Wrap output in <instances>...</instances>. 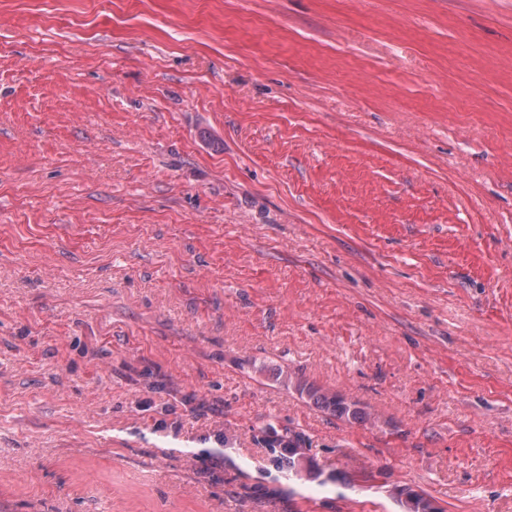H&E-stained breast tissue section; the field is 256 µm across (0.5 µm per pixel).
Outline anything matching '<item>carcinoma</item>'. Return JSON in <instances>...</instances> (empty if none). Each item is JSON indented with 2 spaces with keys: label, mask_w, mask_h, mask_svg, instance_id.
<instances>
[{
  "label": "carcinoma",
  "mask_w": 512,
  "mask_h": 512,
  "mask_svg": "<svg viewBox=\"0 0 512 512\" xmlns=\"http://www.w3.org/2000/svg\"><path fill=\"white\" fill-rule=\"evenodd\" d=\"M273 377L277 384L284 389L297 391L313 406L329 412L338 420L348 423L370 422L377 424L381 422L380 416L360 401L337 392L324 390L306 378L289 372L286 367L276 368L273 371ZM266 430L268 435L264 442L265 446L271 450V462L275 469L290 478L303 473L310 478L321 476V473L315 470L314 464L304 458L302 449L282 442V435L274 425H267ZM398 495L401 497L404 512H442L434 507L433 501L423 493L401 490Z\"/></svg>",
  "instance_id": "obj_1"
}]
</instances>
